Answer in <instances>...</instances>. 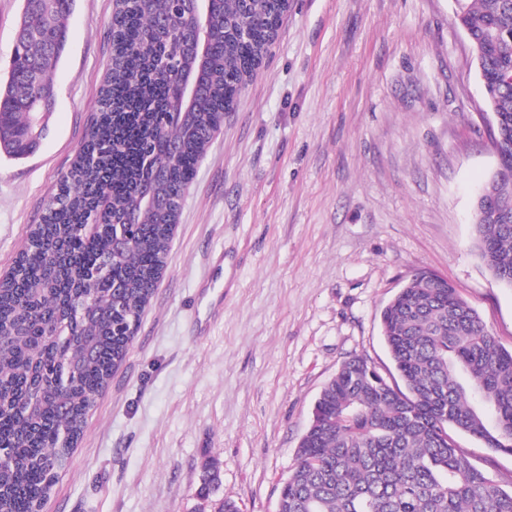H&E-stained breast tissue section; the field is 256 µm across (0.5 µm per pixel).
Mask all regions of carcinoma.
<instances>
[{
	"label": "carcinoma",
	"instance_id": "cac0c4a2",
	"mask_svg": "<svg viewBox=\"0 0 512 512\" xmlns=\"http://www.w3.org/2000/svg\"><path fill=\"white\" fill-rule=\"evenodd\" d=\"M74 0H24L8 80L0 85V151L19 138L67 41ZM286 0H212L205 89L175 109L182 43L196 22L163 26L173 0H121L112 68L85 147L51 194L12 273L0 280V512H40L86 413L124 359L159 281L183 191L224 104L269 43ZM455 23L479 49L484 75L512 69V0H462ZM485 105L501 119L503 179H512V83ZM150 188L156 203L142 201ZM128 229V245L114 235ZM474 240L491 274L512 288V197L474 214ZM399 381L360 356L344 361L316 401L283 485L281 512H512L506 491L457 450L465 432L512 453V350L437 275L420 271L381 312Z\"/></svg>",
	"mask_w": 512,
	"mask_h": 512
}]
</instances>
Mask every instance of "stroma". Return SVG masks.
I'll use <instances>...</instances> for the list:
<instances>
[{
    "mask_svg": "<svg viewBox=\"0 0 512 512\" xmlns=\"http://www.w3.org/2000/svg\"><path fill=\"white\" fill-rule=\"evenodd\" d=\"M455 0H292L187 186L166 268L43 512H277L314 405L359 355L395 370L380 314L445 278L512 350V288L475 246L497 165ZM115 0H76L36 152L0 154V278L94 122ZM503 489L512 454L460 433ZM220 485L200 493L205 463Z\"/></svg>",
    "mask_w": 512,
    "mask_h": 512,
    "instance_id": "35a3bbf8",
    "label": "stroma"
}]
</instances>
